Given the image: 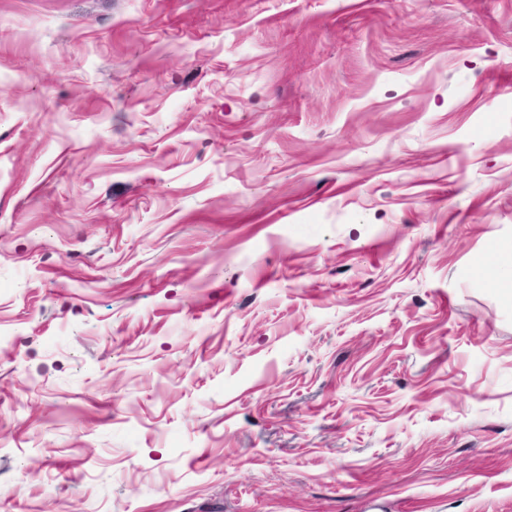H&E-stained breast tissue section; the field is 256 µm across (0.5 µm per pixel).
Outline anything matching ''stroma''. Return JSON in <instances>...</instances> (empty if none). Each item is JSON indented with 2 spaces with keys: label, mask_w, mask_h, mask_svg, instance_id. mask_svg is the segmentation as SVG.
I'll return each mask as SVG.
<instances>
[{
  "label": "stroma",
  "mask_w": 512,
  "mask_h": 512,
  "mask_svg": "<svg viewBox=\"0 0 512 512\" xmlns=\"http://www.w3.org/2000/svg\"><path fill=\"white\" fill-rule=\"evenodd\" d=\"M512 0H0V512H512Z\"/></svg>",
  "instance_id": "stroma-1"
}]
</instances>
